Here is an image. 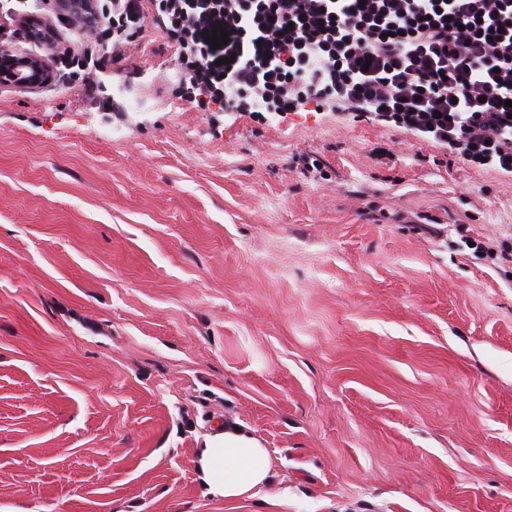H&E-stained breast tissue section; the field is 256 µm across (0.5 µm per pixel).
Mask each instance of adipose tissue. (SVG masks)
Instances as JSON below:
<instances>
[{
	"mask_svg": "<svg viewBox=\"0 0 512 512\" xmlns=\"http://www.w3.org/2000/svg\"><path fill=\"white\" fill-rule=\"evenodd\" d=\"M197 467L207 494L227 501L256 495L271 485L268 450L255 437L233 428L207 435Z\"/></svg>",
	"mask_w": 512,
	"mask_h": 512,
	"instance_id": "1",
	"label": "adipose tissue"
}]
</instances>
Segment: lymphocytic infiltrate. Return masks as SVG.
<instances>
[{
	"label": "lymphocytic infiltrate",
	"mask_w": 512,
	"mask_h": 512,
	"mask_svg": "<svg viewBox=\"0 0 512 512\" xmlns=\"http://www.w3.org/2000/svg\"><path fill=\"white\" fill-rule=\"evenodd\" d=\"M187 91L252 111L308 102L356 112L448 114L451 153L512 171V0H226L227 45L211 49L187 0H156ZM268 55L262 75L251 61Z\"/></svg>",
	"instance_id": "1"
}]
</instances>
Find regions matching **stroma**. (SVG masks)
<instances>
[{
	"instance_id": "stroma-1",
	"label": "stroma",
	"mask_w": 512,
	"mask_h": 512,
	"mask_svg": "<svg viewBox=\"0 0 512 512\" xmlns=\"http://www.w3.org/2000/svg\"><path fill=\"white\" fill-rule=\"evenodd\" d=\"M139 17L93 91L59 20L56 82L0 87V512H512V172L338 105L204 108ZM224 423L273 496L206 494Z\"/></svg>"
}]
</instances>
